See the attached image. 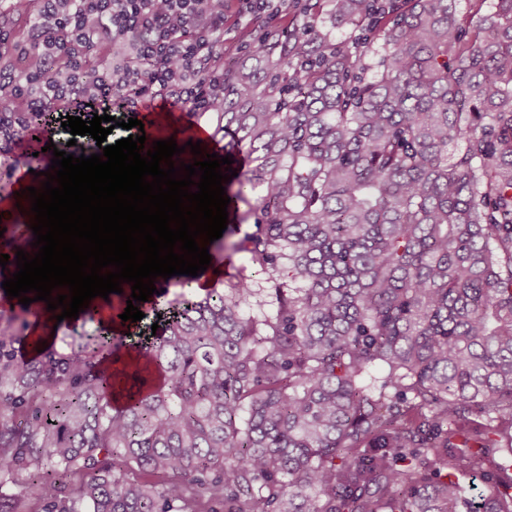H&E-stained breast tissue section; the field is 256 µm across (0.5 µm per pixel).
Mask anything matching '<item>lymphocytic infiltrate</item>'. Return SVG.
<instances>
[{
    "instance_id": "f902f5d3",
    "label": "lymphocytic infiltrate",
    "mask_w": 512,
    "mask_h": 512,
    "mask_svg": "<svg viewBox=\"0 0 512 512\" xmlns=\"http://www.w3.org/2000/svg\"><path fill=\"white\" fill-rule=\"evenodd\" d=\"M29 15L28 43L18 48L0 27V57L15 51L33 66L0 68V125L17 112L91 120L154 100L190 112L224 109L225 0H11ZM133 47L136 63L88 79L89 59Z\"/></svg>"
}]
</instances>
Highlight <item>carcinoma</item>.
<instances>
[{
  "label": "carcinoma",
  "instance_id": "obj_1",
  "mask_svg": "<svg viewBox=\"0 0 512 512\" xmlns=\"http://www.w3.org/2000/svg\"><path fill=\"white\" fill-rule=\"evenodd\" d=\"M459 2L331 0L226 73L227 154L255 163L228 213L262 191L233 249L273 311L244 315L241 268L21 363L26 319L0 316V478L28 472L43 512H512L509 470L460 481L512 418V0ZM14 121L0 137L49 119Z\"/></svg>",
  "mask_w": 512,
  "mask_h": 512
}]
</instances>
